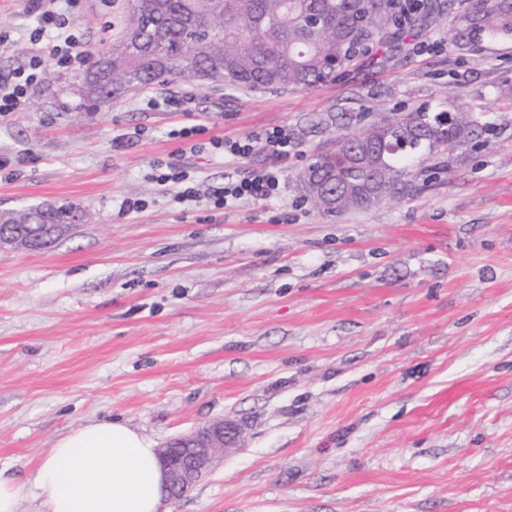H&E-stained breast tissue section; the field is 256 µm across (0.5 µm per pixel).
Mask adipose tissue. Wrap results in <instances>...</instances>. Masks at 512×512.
<instances>
[{
	"label": "adipose tissue",
	"mask_w": 512,
	"mask_h": 512,
	"mask_svg": "<svg viewBox=\"0 0 512 512\" xmlns=\"http://www.w3.org/2000/svg\"><path fill=\"white\" fill-rule=\"evenodd\" d=\"M33 484L40 512H159L164 493L154 439L118 420L58 438Z\"/></svg>",
	"instance_id": "1"
}]
</instances>
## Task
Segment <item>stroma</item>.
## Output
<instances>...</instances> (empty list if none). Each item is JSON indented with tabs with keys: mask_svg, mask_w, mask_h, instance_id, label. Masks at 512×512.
I'll return each mask as SVG.
<instances>
[{
	"mask_svg": "<svg viewBox=\"0 0 512 512\" xmlns=\"http://www.w3.org/2000/svg\"><path fill=\"white\" fill-rule=\"evenodd\" d=\"M128 0H78L85 51ZM26 0H0V75L32 51ZM81 72L45 64L0 120V209H84L50 248L0 249V470L32 485L55 441L118 419L167 442L224 419L240 448L170 512H512V39L466 46L453 24L382 64L308 90L152 85L96 109ZM455 87L477 137L414 167L393 205L341 216L305 197L314 154L359 117ZM192 97L189 111L146 97ZM288 131L278 197L218 210L210 193L269 165L189 154ZM190 172L177 198L160 169Z\"/></svg>",
	"mask_w": 512,
	"mask_h": 512,
	"instance_id": "stroma-1",
	"label": "stroma"
}]
</instances>
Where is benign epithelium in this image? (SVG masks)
<instances>
[{"instance_id":"benign-epithelium-1","label":"benign epithelium","mask_w":512,"mask_h":512,"mask_svg":"<svg viewBox=\"0 0 512 512\" xmlns=\"http://www.w3.org/2000/svg\"><path fill=\"white\" fill-rule=\"evenodd\" d=\"M10 225V232H0V247H18L25 238L36 233L53 237L58 233L56 224H29L27 228L14 225L9 214L0 211V226ZM241 425L233 421L218 420L165 445L159 451V460L165 477V488L178 493L191 487L218 461V454L226 448H237L241 441Z\"/></svg>"}]
</instances>
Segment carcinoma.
Here are the masks:
<instances>
[{
  "mask_svg": "<svg viewBox=\"0 0 512 512\" xmlns=\"http://www.w3.org/2000/svg\"><path fill=\"white\" fill-rule=\"evenodd\" d=\"M452 0H132L122 34L105 51L91 53L83 78L85 96L109 105L127 89L204 82L225 88L308 89L336 77L362 59L386 60L423 28L448 20ZM458 41L512 37V0H469L456 14ZM454 88L409 111L378 113L363 127L315 155L302 180L328 181L336 204L309 192L312 207L342 215L373 205L364 189L378 181L383 201L403 197L408 168L448 147L436 113H454L450 135H475L471 113L454 107ZM71 203L37 205L15 212L72 223Z\"/></svg>",
  "mask_w": 512,
  "mask_h": 512,
  "instance_id": "cac0c4a2",
  "label": "carcinoma"
}]
</instances>
